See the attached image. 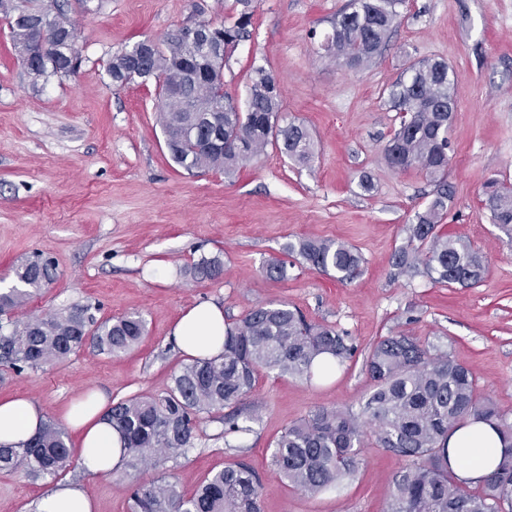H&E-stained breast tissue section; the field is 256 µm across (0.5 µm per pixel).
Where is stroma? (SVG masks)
Instances as JSON below:
<instances>
[{"label": "stroma", "mask_w": 512, "mask_h": 512, "mask_svg": "<svg viewBox=\"0 0 512 512\" xmlns=\"http://www.w3.org/2000/svg\"><path fill=\"white\" fill-rule=\"evenodd\" d=\"M347 0H255L250 37L224 66V88L245 105L253 67L270 70L283 92L281 117L304 123L315 155L297 164L275 148L232 176L188 173L170 158L155 81L113 86L112 55L160 38L191 18L223 21L234 0H66L84 59L70 77L33 82L0 18V288L35 253L55 260L57 277L26 313L90 302L100 318L140 315L146 334L127 353L86 347L67 362L0 371V398L36 400L62 422L88 391L109 402L164 392L186 358L172 329L189 309L219 305L225 320L259 303L285 302L347 335L354 357L324 379L260 372L245 402L252 430L224 436L206 417L187 457L150 468L124 466L81 482L93 512H130L129 489L157 477L193 494L210 471L245 462L260 477L262 512H387L403 459L365 442L353 478L318 495L295 490L272 464L276 438L320 407L357 405L371 390L370 348L402 332L449 353L472 373L481 396L512 419V239L481 203L491 179L512 182V0H405L382 53L348 68L322 40ZM444 59L456 109L448 129L454 189L442 228L469 241L485 263L475 288L396 275L393 255L431 199L417 168L390 167L383 149L400 122L387 88L409 62ZM370 191H363L362 178ZM332 239L357 249L360 274L340 282L289 260L286 279L263 264L288 243ZM221 255L224 273L196 281L181 268ZM55 485L23 471L0 473V512H36Z\"/></svg>", "instance_id": "1"}]
</instances>
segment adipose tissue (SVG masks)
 <instances>
[{"instance_id":"obj_1","label":"adipose tissue","mask_w":512,"mask_h":512,"mask_svg":"<svg viewBox=\"0 0 512 512\" xmlns=\"http://www.w3.org/2000/svg\"><path fill=\"white\" fill-rule=\"evenodd\" d=\"M172 338L185 356L214 358L224 345V312L215 304L188 310L172 329ZM106 399L100 392L73 407L65 417L66 428L79 435L78 459L92 476H106L123 466L121 441L105 417ZM43 414L26 397L0 400V444L15 445L31 439L39 430ZM449 459L456 476L475 485L493 472L507 444L492 426L471 421L458 427L448 441ZM37 512H93V504L80 485L57 486L37 507Z\"/></svg>"}]
</instances>
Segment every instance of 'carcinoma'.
<instances>
[{"instance_id":"obj_1","label":"carcinoma","mask_w":512,"mask_h":512,"mask_svg":"<svg viewBox=\"0 0 512 512\" xmlns=\"http://www.w3.org/2000/svg\"><path fill=\"white\" fill-rule=\"evenodd\" d=\"M253 0H235L241 9L224 17V57L250 36ZM405 0H349L325 39L333 41L337 60L353 67L373 62L386 44ZM45 22L62 41L49 56L40 52L42 33L20 24L17 16ZM3 16L18 55L35 58L33 81L75 74L82 58L71 57L74 27L62 11L51 13L35 0H8ZM452 71L448 63H413L389 87L393 107L407 113L385 146L387 163L419 168L434 183L432 199L408 227L407 244L394 253L397 274L426 276L442 286H478L485 266L461 238L443 233L448 211V128L454 111ZM112 83L122 87L154 78L161 83V126L173 161L188 172L222 170L230 175L270 145L294 162L310 163L315 143L300 122L279 123L282 97L276 79L263 67L252 71L247 111H238L224 93V74L215 71L200 50L184 41L180 30L157 41L154 54L142 58L123 52L107 67ZM484 208L492 223L512 238V184H486ZM288 255L315 269L333 272L340 281L354 278L361 257L344 243L300 240ZM224 271L219 255L202 256L183 270L196 281L217 280ZM56 277L53 261L36 254L15 269L14 284L0 290V365L17 372L68 361L87 343L110 355L123 353L144 336L138 315L114 321L97 318L98 308L75 304L21 318L34 292ZM355 347L328 324L311 323L287 303H261L242 318L225 324L224 352L212 359L183 364L172 385L157 395L132 396L112 405L108 421L121 435L129 462L152 466L187 455L199 439L203 415L222 413L224 435L246 432L242 404L254 389L259 370L311 380L351 359ZM373 391L357 409L320 408L289 426L275 441L273 463L288 486L314 495L353 477L363 464L361 448L370 438L407 461L394 481L389 512H512V451L472 493L448 465V437L468 419L482 420L508 440L512 422L477 391L468 368L429 343L399 334L380 339L365 360ZM67 433L46 420L35 437L17 446L0 445V472L22 469L55 478L72 463ZM130 512H261L259 478L242 462L208 476L186 496L175 484L151 479L129 493Z\"/></svg>"}]
</instances>
